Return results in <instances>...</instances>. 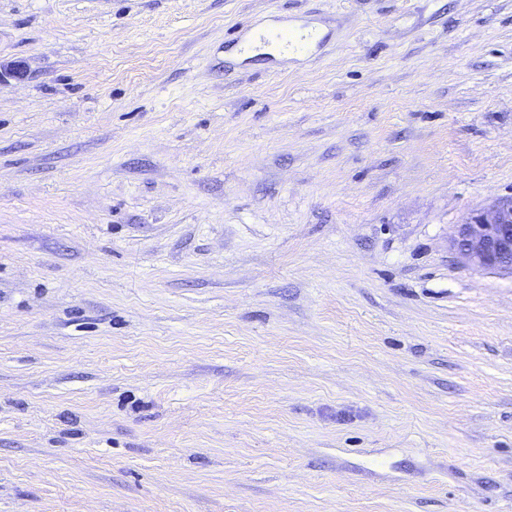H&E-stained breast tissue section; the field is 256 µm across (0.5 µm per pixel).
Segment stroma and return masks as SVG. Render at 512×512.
<instances>
[{"label":"stroma","mask_w":512,"mask_h":512,"mask_svg":"<svg viewBox=\"0 0 512 512\" xmlns=\"http://www.w3.org/2000/svg\"><path fill=\"white\" fill-rule=\"evenodd\" d=\"M14 61L0 512H512V277L449 247L512 0H0ZM317 39L314 32L257 28L241 38L238 43H241L240 51L248 55L257 44L274 47L280 52H304Z\"/></svg>","instance_id":"obj_1"}]
</instances>
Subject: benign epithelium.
<instances>
[{"label":"benign epithelium","mask_w":512,"mask_h":512,"mask_svg":"<svg viewBox=\"0 0 512 512\" xmlns=\"http://www.w3.org/2000/svg\"><path fill=\"white\" fill-rule=\"evenodd\" d=\"M450 244L468 263L512 276V197L455 225Z\"/></svg>","instance_id":"benign-epithelium-1"}]
</instances>
